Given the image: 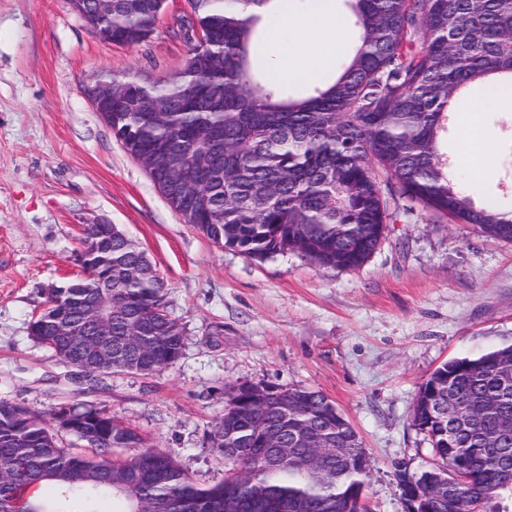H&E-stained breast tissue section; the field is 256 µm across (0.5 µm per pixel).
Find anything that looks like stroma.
Returning a JSON list of instances; mask_svg holds the SVG:
<instances>
[{
  "instance_id": "stroma-1",
  "label": "stroma",
  "mask_w": 512,
  "mask_h": 512,
  "mask_svg": "<svg viewBox=\"0 0 512 512\" xmlns=\"http://www.w3.org/2000/svg\"><path fill=\"white\" fill-rule=\"evenodd\" d=\"M185 6L168 0L154 39L118 46L69 0H0V399L44 417L61 406L108 413L207 488L228 474L209 434L230 386L315 389L372 458L369 512H406L397 470L433 462L411 421L420 384L446 361L512 343V241L419 209L389 225L361 267L334 270L294 251L252 259L187 224L87 94L109 74L179 72L188 46L173 22ZM503 117L483 104L489 169L471 173L456 123L448 158L476 204L512 209ZM102 220L147 253L183 330L180 356L151 375L88 381L28 334L46 286L82 276L83 229Z\"/></svg>"
}]
</instances>
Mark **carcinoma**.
Returning a JSON list of instances; mask_svg holds the SVG:
<instances>
[{"label": "carcinoma", "mask_w": 512, "mask_h": 512, "mask_svg": "<svg viewBox=\"0 0 512 512\" xmlns=\"http://www.w3.org/2000/svg\"><path fill=\"white\" fill-rule=\"evenodd\" d=\"M357 48L334 75L280 73L267 32L290 0H195L184 68L147 81L113 80L112 133L147 170L171 206L213 242L250 258L296 251L329 269L362 266L400 215L421 207L512 241V211L478 207L448 168V123L467 88L496 76L512 86V0H345ZM159 0H124L113 9L112 43L152 38ZM84 270L112 279V344L140 345L112 355V368L149 375L176 360L183 331L164 308V280L120 230H85ZM95 280L55 289L32 327L89 379L80 346L58 336L72 313L81 333ZM288 401V416L279 399ZM258 402L229 389L210 433L232 474L194 485L167 454L109 414L60 407L45 419L0 399V512H221L224 497L254 482L268 500L251 512H358L353 491L368 455L346 417L322 392L283 389ZM412 422L438 463L416 483L448 486L434 512H512V344L454 358L421 384ZM86 435L88 452L58 445L53 426ZM274 430L283 448L306 434L313 447L341 448L330 471L291 458L267 459Z\"/></svg>", "instance_id": "carcinoma-1"}]
</instances>
